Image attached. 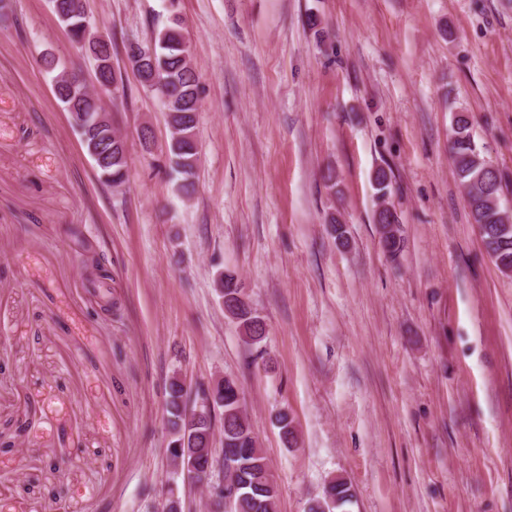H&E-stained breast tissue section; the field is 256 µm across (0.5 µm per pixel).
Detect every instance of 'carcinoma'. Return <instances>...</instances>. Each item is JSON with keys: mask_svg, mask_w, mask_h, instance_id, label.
I'll return each mask as SVG.
<instances>
[{"mask_svg": "<svg viewBox=\"0 0 512 512\" xmlns=\"http://www.w3.org/2000/svg\"><path fill=\"white\" fill-rule=\"evenodd\" d=\"M77 0H63V8H56V0H50L53 13L71 35L74 43L81 41L88 20ZM149 63L156 66L162 82L152 87L157 92L167 112L169 145L167 156L174 181L175 191L182 198H191L195 193V168L198 160L196 141V114L199 111L198 77L194 72L183 27L177 17L158 30L154 42L142 45ZM94 63H107L104 78L107 85L104 95L94 96L83 85L69 79L68 67L60 64L50 54L42 55L48 72L52 73V88L62 104L71 126L79 136L82 148L91 159L100 178L112 186H121L128 181L127 142L112 126L110 110L124 105L125 86L116 82L112 62V42L89 48ZM450 154L469 208L471 223L485 227L487 251L498 268L512 272V231L500 226L512 225V216L501 204L506 183L503 175L487 160L477 145L467 116L458 113L453 119ZM379 205L375 220L385 251L395 256L402 249L398 234L397 213L388 205L386 197L391 184V173L378 169L373 177ZM89 281L100 284L107 278V270L93 256L84 260ZM219 298L223 299L224 311L236 322L244 343L258 347L267 336L263 318L248 303L239 299L237 278L230 273L217 274ZM184 385L174 374L166 387V411L171 439L166 448L174 469V475H184L188 463L204 472L213 463L212 416L201 409V413L188 417L183 407ZM214 403L221 410V434L224 460L238 464L234 480L242 490L229 504L230 512H275L280 487L273 475L261 448L253 434L250 418L243 406L237 382L229 377L222 380L215 391ZM286 444L296 442L292 420L288 413L276 417ZM351 485L343 478L327 482L323 497L310 501L307 512H338L352 503Z\"/></svg>", "mask_w": 512, "mask_h": 512, "instance_id": "cac0c4a2", "label": "carcinoma"}]
</instances>
